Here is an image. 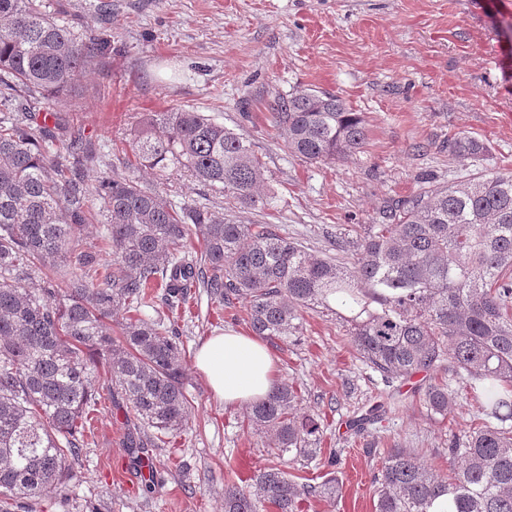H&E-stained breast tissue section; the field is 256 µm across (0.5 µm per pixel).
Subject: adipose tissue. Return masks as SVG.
<instances>
[{
  "instance_id": "1",
  "label": "adipose tissue",
  "mask_w": 512,
  "mask_h": 512,
  "mask_svg": "<svg viewBox=\"0 0 512 512\" xmlns=\"http://www.w3.org/2000/svg\"><path fill=\"white\" fill-rule=\"evenodd\" d=\"M194 366L210 391L227 405L263 401L279 380L277 360L259 337L234 329L204 339Z\"/></svg>"
}]
</instances>
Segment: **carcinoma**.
Instances as JSON below:
<instances>
[{"mask_svg": "<svg viewBox=\"0 0 512 512\" xmlns=\"http://www.w3.org/2000/svg\"><path fill=\"white\" fill-rule=\"evenodd\" d=\"M110 51L112 37L75 33L45 0H0V512L63 492L73 479L69 459L84 446L96 401L86 349L103 357L135 423L154 430L128 434V447L151 448L186 428L177 322L145 319L142 310L172 315L196 288L220 306L245 302L252 332L274 344L298 333L302 310L338 303L353 347L385 383L448 376L411 388L440 416L457 389L475 393L483 422L449 441L448 474L409 448L386 450L375 512H512V172L447 185L427 178L418 194L388 206L389 223L358 224L354 239L336 241L347 262L313 255L272 224L176 204L134 179L88 184L91 145L59 112L51 125L38 121L35 104L70 89ZM272 110L285 148L307 163L344 159L367 143L360 113L333 93L298 90ZM483 150L471 138L448 141L452 160ZM131 151L136 164L160 176L186 172L235 209L275 202L250 143L201 112L148 114ZM95 199L109 264L76 241ZM116 307L127 313L118 332ZM302 401L282 381L245 408L276 462L225 486L224 512H300L307 500L339 496L334 450L319 482L281 468L321 453L320 423L301 412ZM390 406L386 398L351 421V436L370 434Z\"/></svg>", "mask_w": 512, "mask_h": 512, "instance_id": "1", "label": "carcinoma"}]
</instances>
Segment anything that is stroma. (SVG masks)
I'll list each match as a JSON object with an SVG mask.
<instances>
[{"label": "stroma", "instance_id": "stroma-1", "mask_svg": "<svg viewBox=\"0 0 512 512\" xmlns=\"http://www.w3.org/2000/svg\"><path fill=\"white\" fill-rule=\"evenodd\" d=\"M99 2L50 0L72 28L112 35V53L58 106L96 148L89 182L132 177L172 200L223 211L221 193L127 163L143 114L203 112L250 141L277 197L275 207L237 211L234 220L277 225L320 255L347 225L384 223V206L418 193L422 176L453 183L512 171V0H112L107 15ZM306 88L334 93L361 113L362 153L327 164L288 153L272 106ZM454 136L478 140L483 155L449 160ZM179 327L192 408L187 429L147 453L152 492L143 491L136 455L125 446L128 402L117 394L94 412L88 443L70 461L75 477L66 495L47 493L31 512H224L237 465L269 463L242 408L215 400L194 367L201 341L227 328L248 331L247 322L216 311L200 288ZM274 353L304 410L320 416L323 448L341 453V495L302 512H374L380 457L364 453L345 424L383 384L357 358L348 324L326 309L304 310L297 341ZM477 421L464 391L444 417L409 399L383 436L444 470L449 434Z\"/></svg>", "mask_w": 512, "mask_h": 512}]
</instances>
